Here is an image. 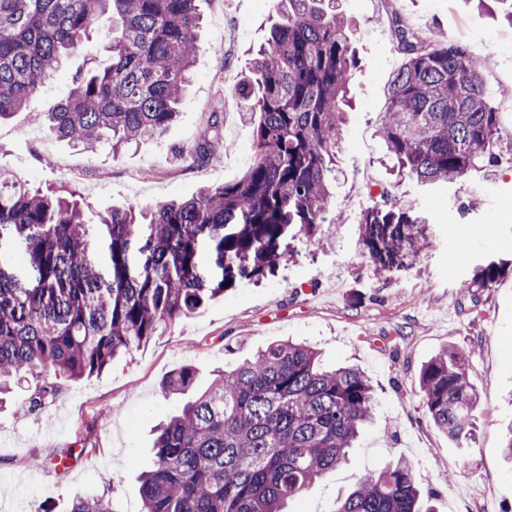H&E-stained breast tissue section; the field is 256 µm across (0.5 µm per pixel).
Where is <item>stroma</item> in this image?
<instances>
[{
  "mask_svg": "<svg viewBox=\"0 0 512 512\" xmlns=\"http://www.w3.org/2000/svg\"><path fill=\"white\" fill-rule=\"evenodd\" d=\"M338 9L351 23L357 58L333 187L332 209L342 221L298 236L276 276L241 281L103 373L64 383L38 414L0 409V512H69L75 498L94 495L109 500L112 512H142L139 476L152 462L153 433L183 404L164 396L162 380L192 365L199 395L216 370L288 338L314 346L324 364L358 365L377 390L378 407L349 463L289 500L287 512H330L336 498L399 458L411 463L435 512H512V464L502 453L512 423V275L475 297L464 289L490 262L512 260V164L423 188L395 180L377 134L390 80L405 62L382 16L395 11L415 30L469 43L507 130L512 23L495 2L480 14L471 0H338ZM203 15L193 82L178 121L158 140L116 157L106 146L75 148L42 124L41 113L68 95L77 70L108 65L110 36L100 29L63 60L25 111L0 124V170L34 188L73 192L91 220L238 179L252 155L253 128L233 90L267 37L274 0H207ZM219 97L226 102L224 142L220 160L209 164L192 151ZM375 179L392 185L434 242L391 273L359 257L358 221ZM449 346L471 352L469 378L479 397L476 443L465 455L430 424L418 386L422 364Z\"/></svg>",
  "mask_w": 512,
  "mask_h": 512,
  "instance_id": "1",
  "label": "stroma"
}]
</instances>
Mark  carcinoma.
Here are the masks:
<instances>
[{
    "mask_svg": "<svg viewBox=\"0 0 512 512\" xmlns=\"http://www.w3.org/2000/svg\"><path fill=\"white\" fill-rule=\"evenodd\" d=\"M203 0H0V121L42 91L63 57L107 27L111 63L79 75L42 121L55 137L119 155L161 136L180 114L201 45ZM277 20L236 88L252 116L253 154L241 177L188 199L84 220L75 197L32 189L0 171V243L23 248L24 274L0 264V395L31 376L13 401L33 415L63 382L100 374L159 331L224 296L240 280L260 282L287 260L290 241L312 234L331 211L336 156L356 58L336 0H277ZM406 58L390 83L378 133L402 178L422 187L460 181L476 168L512 162L482 61L455 38L386 17ZM195 147L219 158L224 99ZM360 257L392 272L432 247L425 227L392 189L370 188ZM104 244L108 263L97 258ZM207 250L211 270L198 255ZM512 264L491 262L468 288L488 289ZM469 355L440 350L420 368L430 423L464 453L475 443L478 396ZM196 370L163 381L186 396ZM377 393L354 366L326 367L313 348L273 342L216 374L155 432L154 461L139 479L144 512H284L286 502L348 460L372 420ZM70 512H112L79 497ZM332 512H433L410 463L399 459L336 500Z\"/></svg>",
    "mask_w": 512,
    "mask_h": 512,
    "instance_id": "cac0c4a2",
    "label": "carcinoma"
}]
</instances>
